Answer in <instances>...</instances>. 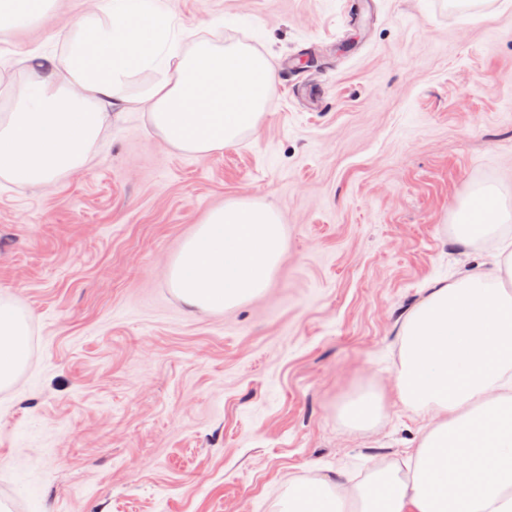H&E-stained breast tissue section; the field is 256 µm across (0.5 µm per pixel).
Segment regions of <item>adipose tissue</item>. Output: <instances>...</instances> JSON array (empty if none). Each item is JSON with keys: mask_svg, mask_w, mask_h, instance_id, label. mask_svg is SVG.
Segmentation results:
<instances>
[{"mask_svg": "<svg viewBox=\"0 0 512 512\" xmlns=\"http://www.w3.org/2000/svg\"><path fill=\"white\" fill-rule=\"evenodd\" d=\"M50 0H0V29L41 24ZM180 17L165 0H98L76 22L65 62L27 68L25 89L0 119V171L21 185L84 165L121 90L143 69L156 71L139 103L172 147L205 155L256 129L278 85L268 58L239 43L184 44ZM464 245L512 223L497 183L472 189L453 213ZM286 251L280 213L235 200L210 210L171 266L188 305L221 311L262 294ZM512 248L500 245L485 271L462 270L432 287L402 329L395 389L406 408L427 415V433L409 456V477L390 471L352 489L343 480L302 482L277 512H512ZM28 325L20 304L0 301V387L24 366ZM382 396L344 397L340 418L375 427Z\"/></svg>", "mask_w": 512, "mask_h": 512, "instance_id": "obj_1", "label": "adipose tissue"}]
</instances>
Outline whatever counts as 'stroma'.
Returning <instances> with one entry per match:
<instances>
[{
	"mask_svg": "<svg viewBox=\"0 0 512 512\" xmlns=\"http://www.w3.org/2000/svg\"><path fill=\"white\" fill-rule=\"evenodd\" d=\"M186 39L265 53L277 93L253 131L202 156L169 146L123 90L87 164L41 185L0 175V297L30 346L0 390L10 512H273L289 485L405 470L424 433L394 391L401 325L429 285L478 269L451 215L476 184L512 206V0H174ZM94 0L0 31V114L30 52L63 58ZM239 18L236 28L221 24ZM277 208L271 288L188 306L170 267L230 200ZM387 396L371 430L336 402Z\"/></svg>",
	"mask_w": 512,
	"mask_h": 512,
	"instance_id": "35a3bbf8",
	"label": "stroma"
}]
</instances>
